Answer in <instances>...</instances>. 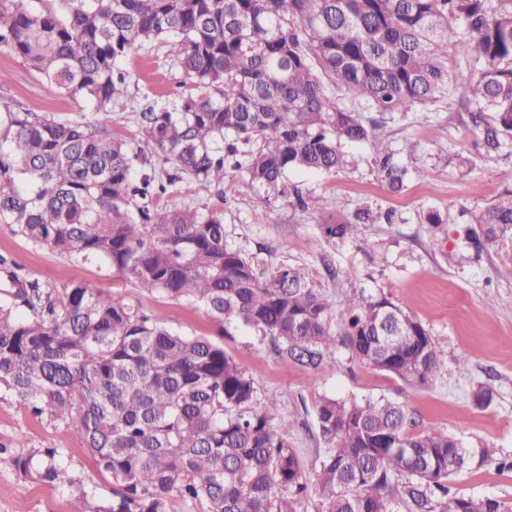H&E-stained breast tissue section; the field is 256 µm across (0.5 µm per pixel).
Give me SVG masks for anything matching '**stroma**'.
<instances>
[{
  "label": "stroma",
  "instance_id": "obj_1",
  "mask_svg": "<svg viewBox=\"0 0 512 512\" xmlns=\"http://www.w3.org/2000/svg\"><path fill=\"white\" fill-rule=\"evenodd\" d=\"M132 104L115 105L112 133L143 145L139 113L146 103L188 93L189 81L171 46L154 44L124 58ZM483 65L448 50L453 90L435 105L414 112H377L373 118L408 167L407 187L389 194L376 178L370 144L346 146L348 166L334 173L295 171L288 181L293 196H277L249 183L238 171L224 180L222 191L200 186L195 203L224 214L229 244L253 253L268 251L272 264L305 267L314 283L336 298L356 290L383 295L416 316L443 355L435 382L416 387L391 379L352 358L337 346L333 365L310 371L277 357L261 336L248 329L221 336L220 326L201 307L170 300L134 287L111 267L97 261H74L33 245L0 224V256L24 266L40 282L58 289L80 283L142 305L158 321L191 336L221 340L255 380L256 408L273 420L291 421L289 438L307 481H315L325 446L312 435L320 397L337 399L390 396L403 402L420 427H440L469 448L491 446L512 457V276L507 260L494 248L474 252L461 243L463 212L476 211L496 193L512 186V141L486 155L456 86L477 78ZM0 106L25 109L61 119L92 117L90 103L52 90L19 57L0 47ZM427 179H418V170ZM310 197L315 209L299 220L297 197ZM368 205L393 212L392 223L367 225L355 240L329 241L319 231L322 219ZM444 218L439 227L425 224L428 210ZM336 277H328V269ZM467 368H460V358ZM494 388L491 405L478 409L479 385ZM0 445L11 449L58 448L70 484H46L18 477L9 457L0 458V512H73L87 497L90 506L112 498V481L101 472L81 440L65 426L37 418L0 394ZM461 495L490 497L512 507V471L489 464L465 470L453 479Z\"/></svg>",
  "mask_w": 512,
  "mask_h": 512
}]
</instances>
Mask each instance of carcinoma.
Wrapping results in <instances>:
<instances>
[{"mask_svg":"<svg viewBox=\"0 0 512 512\" xmlns=\"http://www.w3.org/2000/svg\"><path fill=\"white\" fill-rule=\"evenodd\" d=\"M0 0V45L50 86L91 102L95 122L0 113V224L76 261L100 260L147 293L200 305L226 327L269 341L307 369L355 359L426 386L442 358L428 330L384 295L336 301L292 265L228 244L224 213L194 204L195 187L231 171L279 196L293 170L334 172L344 147L369 143L391 194L409 170L359 105L412 112L449 91L448 30L459 53L484 62L461 95L486 153L512 139V0ZM156 42L176 49L193 92L140 112L146 143L174 163L158 173L144 150L112 136V107L130 101L119 62ZM353 96L341 106L335 89ZM170 194L172 208L160 206ZM392 214L361 207L327 217L329 241L356 239ZM465 243L512 245V187L469 216ZM0 392L66 425L112 480L95 512H296L308 495L289 423L255 409L253 377L205 336L174 331L146 310L83 284L42 286L0 260ZM326 452L321 512H504L493 498L448 497L467 463L442 428L419 429L385 396L316 403ZM9 456L24 479L67 481L60 448Z\"/></svg>","mask_w":512,"mask_h":512,"instance_id":"carcinoma-1","label":"carcinoma"}]
</instances>
